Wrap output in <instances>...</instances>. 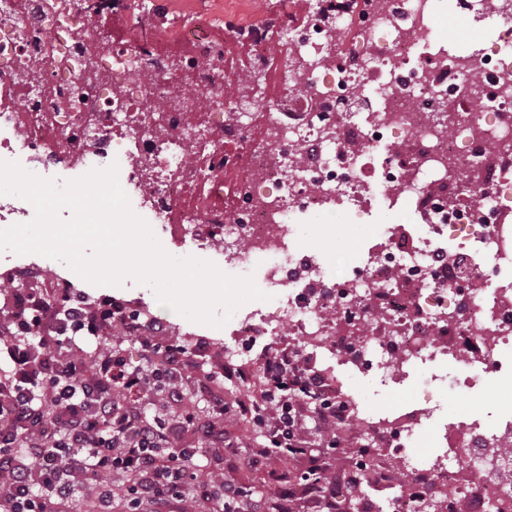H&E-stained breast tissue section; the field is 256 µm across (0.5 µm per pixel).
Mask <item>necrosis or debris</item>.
<instances>
[{
	"instance_id": "4bbe7bcc",
	"label": "necrosis or debris",
	"mask_w": 512,
	"mask_h": 512,
	"mask_svg": "<svg viewBox=\"0 0 512 512\" xmlns=\"http://www.w3.org/2000/svg\"><path fill=\"white\" fill-rule=\"evenodd\" d=\"M105 2L0 0V160L61 182L117 164L170 241L223 252L230 275L263 268L273 304L231 331L237 370L286 325L331 403L348 377L512 378V0H452L493 31L457 52L428 37L442 0H284L277 29L249 35L267 81L245 113L224 106L228 40L184 27L175 69L154 32H114ZM379 206L413 221L375 225L343 273L293 222ZM434 411L364 412L362 460L385 457L390 494L362 512H512V411L448 418L445 451L416 453Z\"/></svg>"
}]
</instances>
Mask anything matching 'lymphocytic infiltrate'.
Segmentation results:
<instances>
[{
	"mask_svg": "<svg viewBox=\"0 0 512 512\" xmlns=\"http://www.w3.org/2000/svg\"><path fill=\"white\" fill-rule=\"evenodd\" d=\"M49 313L64 331L96 337L113 311L90 312L68 298L38 295L0 335V355L12 364L11 377L0 382V512H47L51 504L68 512L81 488L97 512H170L189 495L238 512L245 490L201 478L190 465L195 449L177 445L182 428L214 447L224 445L223 429L185 403L176 380L185 347L143 337L147 363L140 368L113 349L90 362L48 348L37 354L20 339ZM158 396L178 411V425L143 410L144 400ZM115 474L135 477L118 502L108 482Z\"/></svg>",
	"mask_w": 512,
	"mask_h": 512,
	"instance_id": "lymphocytic-infiltrate-1",
	"label": "lymphocytic infiltrate"
}]
</instances>
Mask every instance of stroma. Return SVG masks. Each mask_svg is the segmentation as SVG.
<instances>
[{"label": "stroma", "mask_w": 512, "mask_h": 512, "mask_svg": "<svg viewBox=\"0 0 512 512\" xmlns=\"http://www.w3.org/2000/svg\"><path fill=\"white\" fill-rule=\"evenodd\" d=\"M168 15L166 24L176 30L195 21L209 23L217 33L226 28L239 25L250 28L266 25L278 15L279 0H164ZM431 38L447 40L449 46L467 47L484 37L481 29L473 27L464 16L446 14L436 20L430 33ZM391 213L380 210L371 217H359L347 213L328 217L330 232H323L319 226L303 223L302 229L310 245L320 249L332 259L342 257L355 258L359 243L355 241L349 228L353 224L372 227L375 224H387ZM34 263L51 270L58 278L70 284L68 294L80 300L86 307L96 309L112 302L129 308H135L150 314L167 325L164 341L176 342L187 349L188 363L180 374V384L192 404L201 414L210 410L209 397L215 391H223L224 400L230 409L224 414V436L228 443L222 453L200 451V442L196 435L182 431L181 442L186 447L196 449L195 461L203 465L205 472L223 474L226 480L237 485L258 487L263 504L272 506L278 501V487H291V478L306 470L308 458L296 457L284 459L275 455L265 458L261 464L252 466L242 461L240 454L249 448L265 447L267 439L263 429L246 431L241 416L233 405L239 401L252 399L257 394L250 375L235 374L225 377L227 350L223 330L191 322L161 305L151 288L126 281L122 286H94L72 272L62 261L37 254L17 255L9 251L0 252V318L11 313V298L19 288L11 269L20 264ZM110 344L123 351L131 366L144 365L142 343L138 337L121 332L113 333L110 340L99 337L75 336L69 343L59 344L61 355L77 351L84 356H92L100 350L102 344ZM347 388H359L364 394V406L370 410H407L419 407L424 392L421 385L385 386L375 378L347 381ZM435 403L447 408L454 415H466L488 405L505 406L512 403V386L488 379L479 384L475 391L466 395H451L446 389L435 387L431 390Z\"/></svg>", "instance_id": "35a3bbf8"}]
</instances>
